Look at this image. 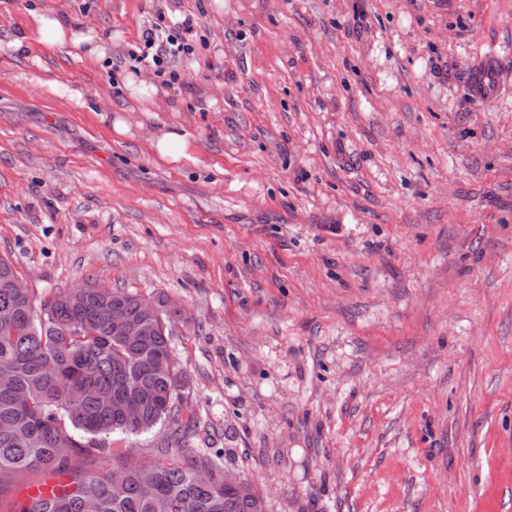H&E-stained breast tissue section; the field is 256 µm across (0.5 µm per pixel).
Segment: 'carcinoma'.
<instances>
[{
  "label": "carcinoma",
  "mask_w": 512,
  "mask_h": 512,
  "mask_svg": "<svg viewBox=\"0 0 512 512\" xmlns=\"http://www.w3.org/2000/svg\"><path fill=\"white\" fill-rule=\"evenodd\" d=\"M15 275L0 256V491L31 471L74 477L31 493L16 512H264L262 499H241L222 479H200L206 459L69 472L77 455H114L113 434L150 433L171 417L184 376L170 350L179 310L156 294L160 315L150 317L144 295L91 282L24 297L9 288ZM114 304L144 323L138 344L115 331ZM130 393L142 398V411L125 419Z\"/></svg>",
  "instance_id": "carcinoma-1"
}]
</instances>
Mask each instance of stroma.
I'll list each match as a JSON object with an SVG mask.
<instances>
[{
    "label": "stroma",
    "mask_w": 512,
    "mask_h": 512,
    "mask_svg": "<svg viewBox=\"0 0 512 512\" xmlns=\"http://www.w3.org/2000/svg\"><path fill=\"white\" fill-rule=\"evenodd\" d=\"M42 13L104 56L17 55ZM160 13L198 16L195 54L175 89L140 70L143 105L109 64ZM489 54L512 70V0H0V256L39 295L184 309L192 431L113 435L125 462L207 458L265 512H512V89L474 97ZM163 126L192 161L153 155Z\"/></svg>",
    "instance_id": "35a3bbf8"
}]
</instances>
